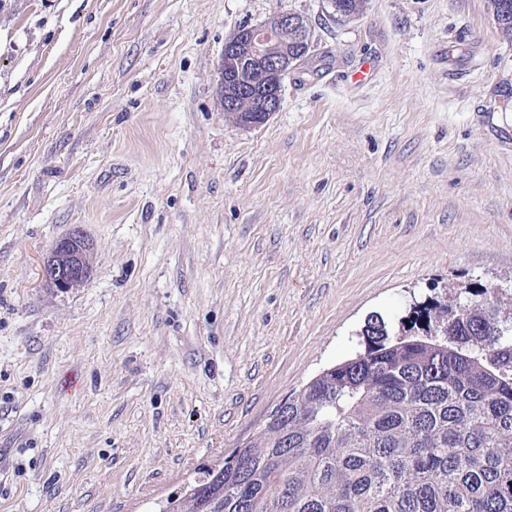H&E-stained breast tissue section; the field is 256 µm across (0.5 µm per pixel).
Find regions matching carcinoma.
<instances>
[{
	"instance_id": "carcinoma-1",
	"label": "carcinoma",
	"mask_w": 512,
	"mask_h": 512,
	"mask_svg": "<svg viewBox=\"0 0 512 512\" xmlns=\"http://www.w3.org/2000/svg\"><path fill=\"white\" fill-rule=\"evenodd\" d=\"M336 19L366 0H331ZM506 0H490L512 34ZM288 395L169 512H512V319L432 302Z\"/></svg>"
}]
</instances>
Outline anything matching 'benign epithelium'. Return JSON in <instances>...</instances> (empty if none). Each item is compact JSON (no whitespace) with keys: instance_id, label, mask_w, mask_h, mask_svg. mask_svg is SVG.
Masks as SVG:
<instances>
[{"instance_id":"benign-epithelium-1","label":"benign epithelium","mask_w":512,"mask_h":512,"mask_svg":"<svg viewBox=\"0 0 512 512\" xmlns=\"http://www.w3.org/2000/svg\"><path fill=\"white\" fill-rule=\"evenodd\" d=\"M309 56V27L293 12L236 31L224 44L229 63L220 71L224 111L246 126L265 123L281 107L284 79ZM91 273L90 244L78 226L43 260L45 280L61 291L83 285Z\"/></svg>"}]
</instances>
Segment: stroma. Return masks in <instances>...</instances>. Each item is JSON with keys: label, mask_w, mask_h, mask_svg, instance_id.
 <instances>
[{"label": "stroma", "mask_w": 512, "mask_h": 512, "mask_svg": "<svg viewBox=\"0 0 512 512\" xmlns=\"http://www.w3.org/2000/svg\"><path fill=\"white\" fill-rule=\"evenodd\" d=\"M313 32L244 127L238 27ZM0 0V512H158L415 305L512 314V36L488 0ZM366 80H356L359 71ZM81 226L90 279L43 278Z\"/></svg>", "instance_id": "1"}]
</instances>
